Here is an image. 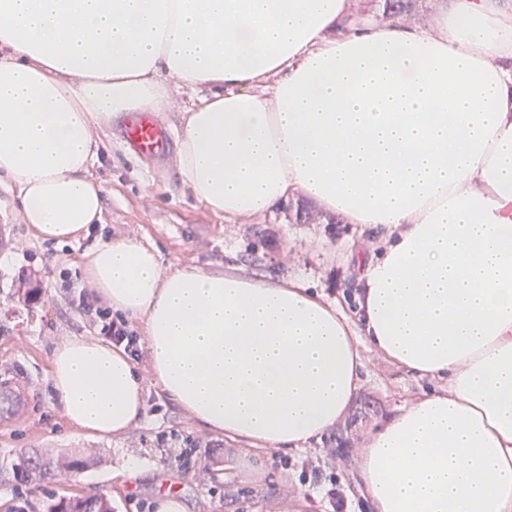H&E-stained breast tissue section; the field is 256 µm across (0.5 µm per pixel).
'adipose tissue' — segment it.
Instances as JSON below:
<instances>
[{"label":"adipose tissue","instance_id":"adipose-tissue-1","mask_svg":"<svg viewBox=\"0 0 512 512\" xmlns=\"http://www.w3.org/2000/svg\"><path fill=\"white\" fill-rule=\"evenodd\" d=\"M351 0H0V181L67 243L100 222L99 135L198 98L176 164L231 223L301 192L383 227L353 316L295 281L164 269L122 236L81 265L124 345L68 336L49 382L86 438L134 429L152 377L192 422L293 451L347 413L362 347L439 381L357 458L372 512H512V0H443L425 25H353Z\"/></svg>","mask_w":512,"mask_h":512}]
</instances>
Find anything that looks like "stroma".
<instances>
[{
    "mask_svg": "<svg viewBox=\"0 0 512 512\" xmlns=\"http://www.w3.org/2000/svg\"><path fill=\"white\" fill-rule=\"evenodd\" d=\"M101 163L92 170L101 182V224L79 240L56 245L36 238L18 217L15 189L0 183V381L21 375L32 395L18 414H0V458L18 448H53L78 453L96 448L97 464L80 476L38 486L0 484V512H47L62 497L107 495L114 512H149L159 488L178 490L187 512H333L327 483L317 473L337 474L349 512H368L356 481L354 456L383 419L419 396L427 380L378 352L362 351L364 383L346 415L303 449L256 452L195 427L145 379V411L128 435L93 441L69 427L49 389V367L56 344L67 336H99L98 321L79 305L86 284L81 258L98 241L123 235L155 246L163 268L239 267L265 280L298 279L312 285L344 313H351L356 286L354 258L369 254L383 231L338 221L335 214L305 195H296L273 212L246 224H229L197 203L183 184L174 150L157 160L135 154L123 126L100 139ZM38 293L16 294L21 280ZM145 461L150 471L138 484L120 481L127 457Z\"/></svg>",
    "mask_w": 512,
    "mask_h": 512,
    "instance_id": "35a3bbf8",
    "label": "stroma"
}]
</instances>
